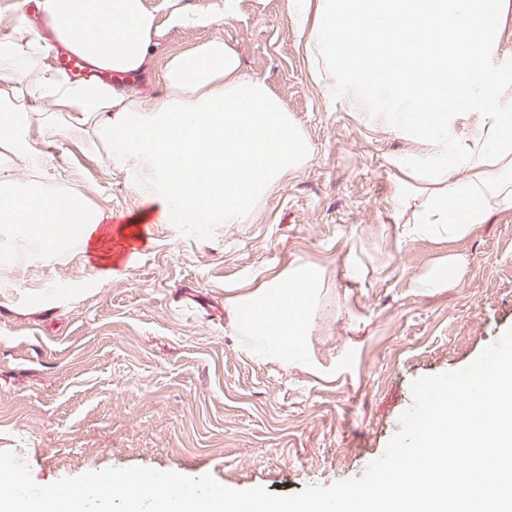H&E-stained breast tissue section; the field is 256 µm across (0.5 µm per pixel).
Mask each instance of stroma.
Returning <instances> with one entry per match:
<instances>
[{
    "label": "stroma",
    "instance_id": "35a3bbf8",
    "mask_svg": "<svg viewBox=\"0 0 512 512\" xmlns=\"http://www.w3.org/2000/svg\"><path fill=\"white\" fill-rule=\"evenodd\" d=\"M157 35L140 94L159 92L171 55L223 37L283 99L314 146L248 224H153L109 278L80 238L0 264V451L24 450L41 486L135 466L211 474L236 490L292 495L364 474L413 401L411 383L472 363L512 330V209L464 239L396 238L397 161L425 145L323 94L310 77L292 0H236L235 17ZM19 182L45 169L54 192L84 196L112 225L143 211L130 165L87 138L0 147ZM456 284L416 282L449 255ZM322 268L303 344L309 367L260 359L228 322L247 291L290 262ZM359 273L348 276L350 262Z\"/></svg>",
    "mask_w": 512,
    "mask_h": 512
}]
</instances>
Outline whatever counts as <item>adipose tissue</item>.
<instances>
[{"label":"adipose tissue","instance_id":"1","mask_svg":"<svg viewBox=\"0 0 512 512\" xmlns=\"http://www.w3.org/2000/svg\"><path fill=\"white\" fill-rule=\"evenodd\" d=\"M503 12V0H316L312 20L299 23L305 58L329 95L428 146L399 165L417 177L402 195L415 207L401 234L462 239L490 211L512 208V112L503 107L512 77L481 63L498 45ZM11 19L40 52L64 48L116 82L75 81L0 44V142L24 155L35 138L92 131L145 178L144 201L162 223H249L259 200L312 157L283 100L223 38L172 55L161 93L123 88L151 62L155 16L144 0H13ZM36 101L55 114L27 122ZM467 111L481 115L476 137L449 147L448 131ZM457 168L465 182L449 181ZM146 220L111 229L82 196L44 191L35 179L20 188L0 170V229L47 253L77 235L101 275L112 273L113 240L140 238ZM320 286L318 268L289 264L232 297L229 322L262 358L301 365Z\"/></svg>","mask_w":512,"mask_h":512}]
</instances>
